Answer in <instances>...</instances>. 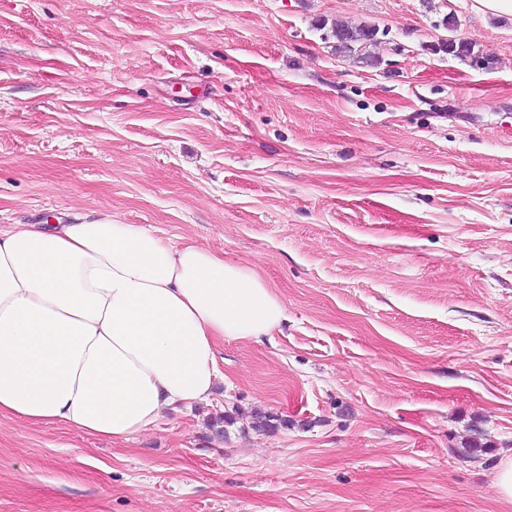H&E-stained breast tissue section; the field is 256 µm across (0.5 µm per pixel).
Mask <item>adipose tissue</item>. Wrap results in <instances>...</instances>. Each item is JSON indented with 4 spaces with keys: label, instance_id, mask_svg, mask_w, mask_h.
I'll use <instances>...</instances> for the list:
<instances>
[{
    "label": "adipose tissue",
    "instance_id": "1",
    "mask_svg": "<svg viewBox=\"0 0 512 512\" xmlns=\"http://www.w3.org/2000/svg\"><path fill=\"white\" fill-rule=\"evenodd\" d=\"M286 308L251 268L112 218L0 228V416L114 440L209 402Z\"/></svg>",
    "mask_w": 512,
    "mask_h": 512
}]
</instances>
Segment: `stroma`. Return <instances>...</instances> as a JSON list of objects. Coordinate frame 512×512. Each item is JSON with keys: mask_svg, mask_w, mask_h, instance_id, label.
<instances>
[{"mask_svg": "<svg viewBox=\"0 0 512 512\" xmlns=\"http://www.w3.org/2000/svg\"><path fill=\"white\" fill-rule=\"evenodd\" d=\"M102 215L251 266L288 320L131 440L1 417L0 512H512V15L0 0V226ZM377 35V28L371 25L351 27L335 24L332 29V36L336 40L333 48L339 56L369 65H378L380 61L367 51L369 46L377 42Z\"/></svg>", "mask_w": 512, "mask_h": 512, "instance_id": "1", "label": "stroma"}]
</instances>
